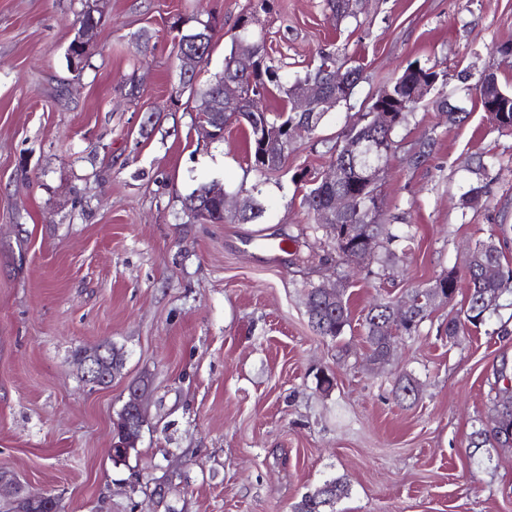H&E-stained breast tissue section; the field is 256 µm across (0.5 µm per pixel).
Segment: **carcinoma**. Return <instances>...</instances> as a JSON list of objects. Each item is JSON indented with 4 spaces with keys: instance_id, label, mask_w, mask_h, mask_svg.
I'll use <instances>...</instances> for the list:
<instances>
[{
    "instance_id": "carcinoma-1",
    "label": "carcinoma",
    "mask_w": 512,
    "mask_h": 512,
    "mask_svg": "<svg viewBox=\"0 0 512 512\" xmlns=\"http://www.w3.org/2000/svg\"><path fill=\"white\" fill-rule=\"evenodd\" d=\"M253 19L241 18L236 24L238 32L232 37L229 53L224 56V69L220 77L214 79L203 89H195L197 73L188 77H180L179 86L175 87L170 96V103H175L182 95L181 88L186 86L197 98L196 112L206 114L218 112L219 100L222 98L220 82H231L239 88V97L232 112L224 123L236 122L246 128L248 152L247 161L250 169L260 179L267 178L279 170L286 157L282 148L272 143L264 145L258 138V126L268 127L274 131L288 127L292 121L299 119L298 113L292 111V101L297 92L309 81L319 80L327 86L330 93L341 99L352 94L360 79L361 68L336 66V54L325 48L317 52V64L308 69L305 75L294 80L288 79V72L276 63L269 55L263 37L257 35L252 27ZM95 28V19L91 12L86 11L80 18V28L70 42L66 58L69 66L83 69L88 58L85 45L89 43V32ZM247 39L252 47L253 61L247 72L239 69L236 64L238 44ZM214 39V26L207 21L199 27L180 34L176 48L179 54H198V50L208 55ZM281 94L283 106L276 112L270 111L265 99L273 91ZM299 181L308 185L302 203L309 214L315 216L318 210L329 205L338 193H346L357 199V209L344 217L338 224H319L317 229L330 244L342 233L343 226L356 224L359 226V242L355 249L368 253V258L386 262L394 255L391 246L395 242L409 241L412 235L407 224H393L384 216L383 203L378 187L361 186L348 171L335 184H326L317 178L307 179L299 175ZM213 183H202L184 198L183 206L194 218H202L212 223L222 224L228 219L224 214L222 200L211 195ZM431 287L441 290L447 299L455 296L458 288L457 277L449 271L438 276ZM512 293V269H506L501 260V252L494 240L476 244L468 263V288L464 301V309L448 320V339L452 340L466 331L478 329L488 323L494 311L488 310V303L496 297ZM307 314L319 335L337 339L350 326L348 302L333 301L325 296L321 289L313 286L307 292ZM430 306L427 303L417 305V310L403 320L397 328L401 335H411L418 331L421 323L428 317ZM392 303H378L372 306L363 320L365 339L371 350L372 361L383 364L388 360L390 326L392 319ZM491 419H498L506 427L512 429V398L494 396L491 398ZM347 492L346 484L339 479L324 482L313 492L306 494L294 506V512H334L333 506Z\"/></svg>"
}]
</instances>
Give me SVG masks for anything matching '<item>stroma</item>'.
I'll list each match as a JSON object with an SVG mask.
<instances>
[{"instance_id": "obj_1", "label": "stroma", "mask_w": 512, "mask_h": 512, "mask_svg": "<svg viewBox=\"0 0 512 512\" xmlns=\"http://www.w3.org/2000/svg\"><path fill=\"white\" fill-rule=\"evenodd\" d=\"M356 10L340 21L330 0H0V471L54 491L65 512H292L334 478L347 484L335 512H512V448L468 446L488 419L494 366L512 360V295L488 325L446 335L475 244L492 225L512 227V130L475 105L482 72L512 86L496 51L512 42V0ZM86 11L98 25L73 72L66 50ZM251 14L292 75L321 48L363 67L350 100L263 182L240 125L210 140L194 99L168 102L177 31L215 25L204 83ZM414 62L435 67L468 117L448 124L427 102L396 128L380 190L387 218L414 239L387 266L349 265L317 240L295 177L326 171L366 100ZM426 143L425 162L409 164ZM211 181L238 202L260 185L263 218L191 217L184 198ZM473 186L482 195L469 205ZM287 235L301 259L267 250ZM451 270L458 297L372 364L369 308ZM334 281L352 318L337 340L316 334L305 306L310 286ZM103 342L123 347L125 364L94 389L74 353ZM404 375L419 392L401 402ZM139 381L147 423L137 454L117 463L113 424Z\"/></svg>"}]
</instances>
